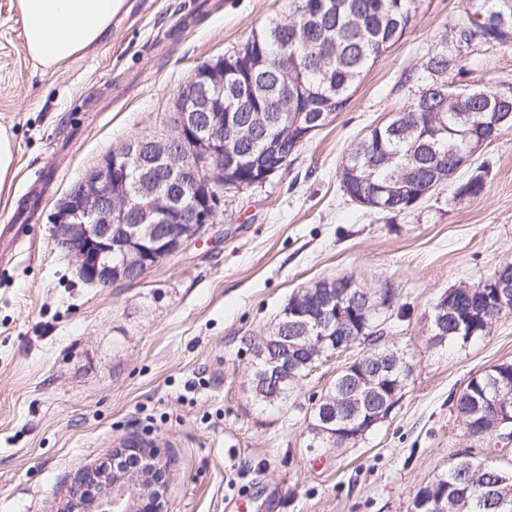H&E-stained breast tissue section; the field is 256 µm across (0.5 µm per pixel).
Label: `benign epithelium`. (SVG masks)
I'll list each match as a JSON object with an SVG mask.
<instances>
[{"label":"benign epithelium","mask_w":512,"mask_h":512,"mask_svg":"<svg viewBox=\"0 0 512 512\" xmlns=\"http://www.w3.org/2000/svg\"><path fill=\"white\" fill-rule=\"evenodd\" d=\"M507 28V18L482 21L475 39L488 41L486 30ZM224 56L194 69L178 90L173 117L174 133L165 137L134 136L104 153L88 167L74 187L66 192L52 215V237L57 248L69 256L76 275L84 283L109 288L117 283L144 280L163 261L186 244L204 238L224 203V131L247 138L251 130L224 113ZM512 125V110L495 112L489 139ZM142 174L136 189H128L131 169ZM192 202L185 203V197ZM366 311L361 292L351 289L329 293L312 310V321L280 330L259 349L264 362L261 380L250 381L251 389L276 390L300 367L310 368L330 340L340 350L360 340L338 336L336 330ZM453 312L452 304L441 301L430 318L432 334L442 333ZM403 363L398 353H384L367 366L356 357L342 370V400L315 403L322 426L313 439L330 436L334 445L344 446L364 437L385 421L397 404L387 388L397 389L390 371ZM501 432L512 426V399L500 396L492 403ZM150 490L140 478L112 477L103 485L94 512H132V502Z\"/></svg>","instance_id":"obj_1"}]
</instances>
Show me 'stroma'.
<instances>
[{"label":"stroma","mask_w":512,"mask_h":512,"mask_svg":"<svg viewBox=\"0 0 512 512\" xmlns=\"http://www.w3.org/2000/svg\"><path fill=\"white\" fill-rule=\"evenodd\" d=\"M466 5L420 0L290 165L225 193L213 232L141 283L95 288L53 241L58 201L113 145L170 134L196 66L287 19L288 0H126L102 43L47 70L28 59L14 0H0V126L17 144L0 224L30 227L0 267V512H64L76 476L141 440L166 464V512H232L240 500L247 512H412L461 452L512 470V439L470 436L455 410L472 377L512 362V313L466 343L429 332L449 289L512 259V131L407 214L363 207L339 181L354 144L431 82L435 48L455 60L459 90L512 83V47L457 43ZM482 164L483 193L456 198ZM344 275L395 289L383 341L413 369L388 420L336 448L313 444L311 407L359 347L324 354L275 404L250 377L290 297Z\"/></svg>","instance_id":"1"}]
</instances>
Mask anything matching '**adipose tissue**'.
Returning <instances> with one entry per match:
<instances>
[{
	"label": "adipose tissue",
	"instance_id": "ef3b65f1",
	"mask_svg": "<svg viewBox=\"0 0 512 512\" xmlns=\"http://www.w3.org/2000/svg\"><path fill=\"white\" fill-rule=\"evenodd\" d=\"M124 0H16L21 38L37 69H48L101 43Z\"/></svg>",
	"mask_w": 512,
	"mask_h": 512
}]
</instances>
